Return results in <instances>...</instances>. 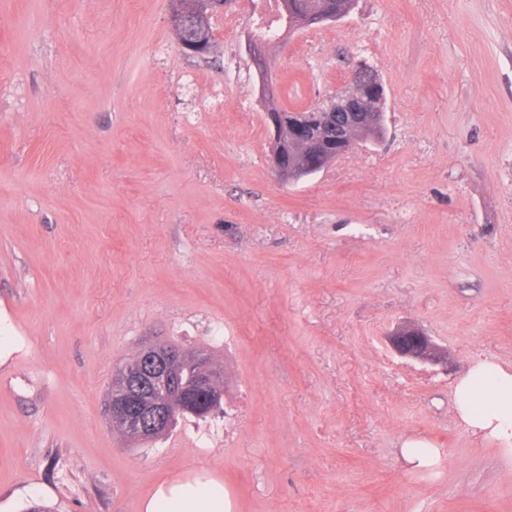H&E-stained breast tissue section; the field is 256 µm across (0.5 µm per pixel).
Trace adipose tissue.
<instances>
[{"label":"adipose tissue","instance_id":"1","mask_svg":"<svg viewBox=\"0 0 512 512\" xmlns=\"http://www.w3.org/2000/svg\"><path fill=\"white\" fill-rule=\"evenodd\" d=\"M455 417L477 439L512 458V363L473 359L452 390ZM141 512H235L221 478L209 472L174 476L142 500Z\"/></svg>","mask_w":512,"mask_h":512}]
</instances>
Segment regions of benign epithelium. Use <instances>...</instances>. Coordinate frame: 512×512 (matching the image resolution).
Returning a JSON list of instances; mask_svg holds the SVG:
<instances>
[{"label": "benign epithelium", "instance_id": "obj_1", "mask_svg": "<svg viewBox=\"0 0 512 512\" xmlns=\"http://www.w3.org/2000/svg\"><path fill=\"white\" fill-rule=\"evenodd\" d=\"M212 15L213 12L207 8L197 11L196 25L202 30V35L192 42L178 41L182 52L199 58L211 53L208 30ZM377 88L378 82L360 64L352 72L347 89L326 101L325 113L335 115L336 123H343L358 111L360 95ZM312 117L313 113L303 111L266 113L267 123L273 132L271 166L278 180L288 181L281 149L284 127L302 134L312 125ZM388 343L397 355L405 359L431 364L445 360V354L431 337L411 324L397 326L388 336ZM182 362L183 352L177 346L150 344L142 348L134 369L125 366L116 369L109 397L112 427L128 431L142 441L167 432L172 424L170 401L182 395Z\"/></svg>", "mask_w": 512, "mask_h": 512}]
</instances>
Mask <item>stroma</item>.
<instances>
[{"instance_id": "35a3bbf8", "label": "stroma", "mask_w": 512, "mask_h": 512, "mask_svg": "<svg viewBox=\"0 0 512 512\" xmlns=\"http://www.w3.org/2000/svg\"><path fill=\"white\" fill-rule=\"evenodd\" d=\"M249 28L227 5L198 58L167 0H0V512H140L202 470L236 512H512L451 400L512 362V0H358L270 47L278 105L360 61L386 90L383 142L286 184ZM403 322L447 362L396 356ZM160 341L211 350L222 407L130 442L106 390ZM400 455L411 472H424L440 468L443 463L442 451L431 448L424 440L408 439L400 446Z\"/></svg>"}]
</instances>
